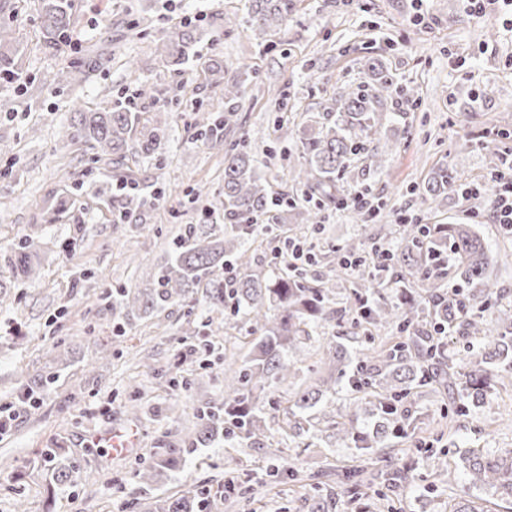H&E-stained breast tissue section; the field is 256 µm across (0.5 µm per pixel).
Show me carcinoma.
<instances>
[{"label": "carcinoma", "instance_id": "carcinoma-1", "mask_svg": "<svg viewBox=\"0 0 512 512\" xmlns=\"http://www.w3.org/2000/svg\"><path fill=\"white\" fill-rule=\"evenodd\" d=\"M250 25L264 35L280 28L295 9V0H247ZM42 47L47 53H61L68 46L75 26L73 0H40ZM13 21L0 19V80L18 81L23 69L10 45ZM196 29L186 22L157 39L156 50L174 65L182 64L196 42ZM369 69L375 79L360 88H344L335 97L336 108L326 112L325 122L302 138V162L290 170L291 180L305 187L306 203L289 197H273L271 185L260 172L254 156L241 143L228 145L224 127L233 121L241 83L224 86V116L196 119L200 134L212 150L224 152V197L208 209L207 221L188 224L169 250L164 264L146 272L145 287L122 289L117 304L125 318L150 315L174 302L193 301L202 296L211 311L231 310L242 315L254 335L245 359L234 352L224 354V367H237L232 383L225 385L224 400H207L203 423L192 444L207 447L219 440L249 439L261 444L265 437L263 406L266 400L288 382L290 353L302 340L310 338L323 317L324 303L333 294L336 280L346 273L338 265L325 277L310 274L306 267L293 268L288 261L274 263L268 271L252 269L246 244L263 242L254 224L257 216L270 213L278 224L300 220L315 223L320 202H340L337 182L348 173L351 158L361 155L362 171L382 167L383 153L397 149L386 140L384 152L368 149L371 137L381 135L377 107L387 103L400 106L408 101L410 90L381 62L373 59ZM72 138L86 144L98 158H126L124 149L135 132L140 134L139 149L144 155L157 153L168 136V124L157 121L149 128L141 125L140 112L130 101L117 100L104 112L76 110L71 125ZM492 192L489 184L463 183L448 166L440 167L419 191L429 205L448 192L464 196L476 189ZM144 200L136 192L120 195L115 210L132 217ZM358 224H383L385 237L394 234L384 204L371 210L353 207ZM41 226L30 225V233L16 248L0 250V269L9 268L14 277L33 280L39 275L40 257L35 249ZM387 280H370L355 292L357 315L353 325L366 332L394 327L403 339L365 353H350L341 343L329 347L328 373L317 376L310 385L295 393L288 406V427L310 438L320 429L302 416L316 407L336 385L348 380L351 400L332 424L336 440L369 455L374 448H389L395 441L413 436L420 417L411 409V398L418 389L432 387L448 392L450 399L466 396L478 405L484 398L503 363L512 364V317L485 319L467 309L464 299H482L492 294L489 268L493 257L471 224L403 225L402 234L386 248ZM458 275L463 291L443 288L449 273ZM398 289L397 301L383 302L377 289ZM443 335H437L438 331ZM481 336L486 345L470 360L465 379H459L445 362L448 337ZM183 449L166 448L151 461L140 464L137 477L151 484L165 471L177 469ZM387 489L404 478L408 464L384 454ZM42 463L51 482L66 487L75 482V467L57 448L43 454ZM464 476V489L450 512H484L471 498L470 491L485 490L501 503L512 506V448L485 452L469 448L459 453L455 466L437 473L442 484H453ZM345 493L357 494L362 471L355 469L336 480ZM147 512H220L217 497L203 489L192 497L168 495L146 505Z\"/></svg>", "mask_w": 512, "mask_h": 512}]
</instances>
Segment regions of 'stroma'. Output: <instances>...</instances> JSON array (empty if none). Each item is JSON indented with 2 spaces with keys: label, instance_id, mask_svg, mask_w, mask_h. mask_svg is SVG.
I'll list each match as a JSON object with an SVG mask.
<instances>
[{
  "label": "stroma",
  "instance_id": "1",
  "mask_svg": "<svg viewBox=\"0 0 512 512\" xmlns=\"http://www.w3.org/2000/svg\"><path fill=\"white\" fill-rule=\"evenodd\" d=\"M245 0H75L77 18L70 49L57 56L41 48L39 0H6L14 16L25 85L0 82V249L15 247L38 224L40 275L0 292V404L17 403L27 387L35 401L19 405L12 428L0 435V512H139L156 497L224 493L225 470H234L248 498L224 512H306L304 502L337 470L359 467V497L340 495L332 512H448L459 485H440L435 472L452 465L459 450L512 448V367H501L483 402L454 416L442 391L429 390L415 406L424 422L403 446L411 463L406 481L389 492L378 479L380 464L331 437L315 446L287 429L288 400L306 369L334 337L349 351L398 341L397 329L378 336L352 333L343 314L353 307L360 273H348L325 304L311 339L300 343L287 384L267 406L263 446L240 440L188 452L199 424V400L224 396V352L246 355L244 320L207 312L203 302H177L150 317L125 321L110 296L139 283L140 271L159 267L169 244L224 191V155L207 148L194 126L196 111L224 112V87L238 81L243 93L230 144L245 142L273 191H303L290 179L299 161L303 128L321 120L340 89L370 83V59H382L415 100L404 122L384 107L382 131L398 148L382 167L363 172L353 158L340 195L364 191L389 209L428 224H471L495 261L490 277L500 290L475 302L491 317L512 314V235L494 223L489 201L449 194L433 209L418 195L432 169L448 164L465 181L483 183L512 153V32L495 20L466 16L459 0H296L279 30L260 37L245 22ZM234 24L225 25V16ZM192 21L198 41L180 66L158 54L155 42L168 28ZM494 38H486L487 29ZM72 65L80 83L42 89L44 76ZM154 90L139 101L143 121L164 113L173 136L158 154L145 157L129 140L123 164L96 161L72 141V103L86 110L111 107L134 96L140 83ZM288 95L279 107L277 90ZM135 190L144 206L128 221H115L110 200L121 188ZM315 230L277 224L271 235L301 239L317 256L313 274L326 275L343 247L359 238L372 243L377 224H357L348 206L324 205ZM80 233H73V226ZM88 281L77 282L80 271ZM213 319L214 348L206 365L186 356L185 346ZM109 361H101L102 351ZM187 385L174 388L172 377ZM139 391L140 410L126 403ZM124 430L137 438L127 454H112L109 437ZM183 448L182 466L146 485L138 463L161 448ZM58 448L75 465L77 481L60 489L36 462ZM279 467L271 478V467Z\"/></svg>",
  "mask_w": 512,
  "mask_h": 512
}]
</instances>
